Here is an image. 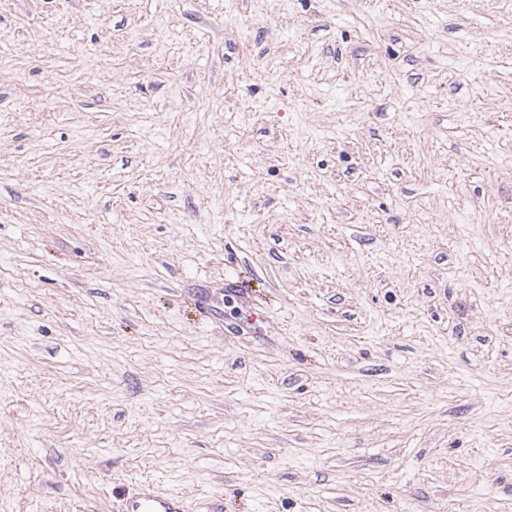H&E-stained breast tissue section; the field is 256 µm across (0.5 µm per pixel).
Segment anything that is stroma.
Listing matches in <instances>:
<instances>
[{"label": "stroma", "mask_w": 512, "mask_h": 512, "mask_svg": "<svg viewBox=\"0 0 512 512\" xmlns=\"http://www.w3.org/2000/svg\"><path fill=\"white\" fill-rule=\"evenodd\" d=\"M512 512V0H0V512ZM118 512H223L222 499L192 502L184 497L163 494L150 482L137 484L120 499Z\"/></svg>", "instance_id": "1"}]
</instances>
